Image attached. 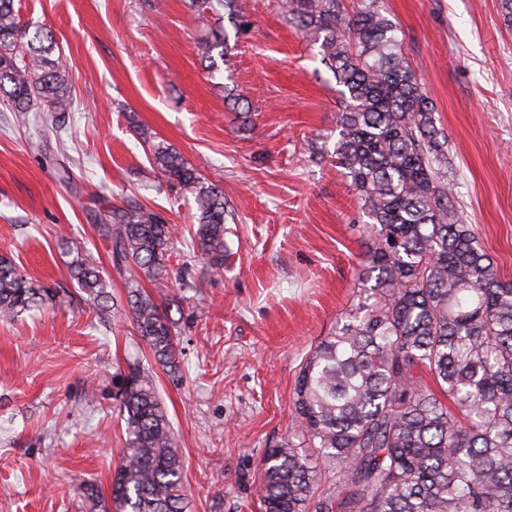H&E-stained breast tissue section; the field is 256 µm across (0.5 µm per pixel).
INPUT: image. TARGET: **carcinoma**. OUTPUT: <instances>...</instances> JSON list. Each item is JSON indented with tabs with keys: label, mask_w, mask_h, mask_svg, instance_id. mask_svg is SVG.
Listing matches in <instances>:
<instances>
[{
	"label": "carcinoma",
	"mask_w": 512,
	"mask_h": 512,
	"mask_svg": "<svg viewBox=\"0 0 512 512\" xmlns=\"http://www.w3.org/2000/svg\"><path fill=\"white\" fill-rule=\"evenodd\" d=\"M188 8L197 19L222 9L232 27L247 24L243 0H189ZM277 8L318 46L341 87L334 156L367 218L368 242L358 302L304 359L293 430L260 460L264 512H512V282L463 219L434 104L383 0H358L351 12L344 0H277ZM229 42L214 29L197 53L213 68ZM55 48L51 31L20 25L14 0H0V98L16 112L51 114L52 133L74 109ZM150 160L194 199L192 250L177 249L175 228L134 199L96 230L115 271L131 275L123 315L155 362L175 372L177 323L134 274L157 286L195 257L224 270L227 209L224 187L176 149L154 144ZM66 248L71 280L108 314L109 280L81 245ZM56 296L0 255V316ZM112 400L127 452L109 498L82 486L90 510L185 512L170 420L140 360L116 374Z\"/></svg>",
	"instance_id": "cac0c4a2"
}]
</instances>
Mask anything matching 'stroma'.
<instances>
[{
	"label": "stroma",
	"instance_id": "stroma-1",
	"mask_svg": "<svg viewBox=\"0 0 512 512\" xmlns=\"http://www.w3.org/2000/svg\"><path fill=\"white\" fill-rule=\"evenodd\" d=\"M249 31L210 69L187 0H15L51 30L76 100L59 137L32 147L44 113L0 104V254L60 301L0 318V512H90L125 448L112 376L151 355L121 313L100 319L68 272L63 233L124 301L95 219L132 198L192 232L141 133L177 149L227 204L224 271L192 261L158 288L172 300L180 370L154 376L183 464L187 512H263L260 459L287 439L304 357L357 301L365 250L349 180L332 162L341 109L332 72L278 13L244 0ZM433 100L466 223L512 282V27L498 0H385ZM250 107L242 122L234 101Z\"/></svg>",
	"mask_w": 512,
	"mask_h": 512
}]
</instances>
